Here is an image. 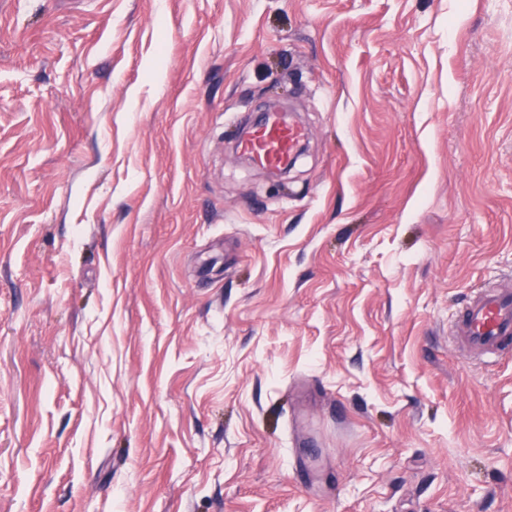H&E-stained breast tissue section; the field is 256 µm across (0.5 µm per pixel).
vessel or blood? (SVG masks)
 Returning a JSON list of instances; mask_svg holds the SVG:
<instances>
[{
  "mask_svg": "<svg viewBox=\"0 0 512 512\" xmlns=\"http://www.w3.org/2000/svg\"><path fill=\"white\" fill-rule=\"evenodd\" d=\"M303 137L297 124L271 121L253 129L238 148L258 165L281 171L293 161ZM453 334L460 348L479 360L512 353V289L492 287L476 292L455 322Z\"/></svg>",
  "mask_w": 512,
  "mask_h": 512,
  "instance_id": "vessel-or-blood-1",
  "label": "vessel or blood"
}]
</instances>
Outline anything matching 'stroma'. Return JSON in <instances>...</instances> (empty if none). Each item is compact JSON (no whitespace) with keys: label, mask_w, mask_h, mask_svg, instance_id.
<instances>
[{"label":"stroma","mask_w":512,"mask_h":512,"mask_svg":"<svg viewBox=\"0 0 512 512\" xmlns=\"http://www.w3.org/2000/svg\"><path fill=\"white\" fill-rule=\"evenodd\" d=\"M507 284L512 0H0V512H512ZM303 137V130L297 124L271 121L242 138L238 149L258 165L271 171H281L293 161ZM460 348L476 358L498 359L512 347V289L483 288L476 292L455 322Z\"/></svg>","instance_id":"obj_1"}]
</instances>
